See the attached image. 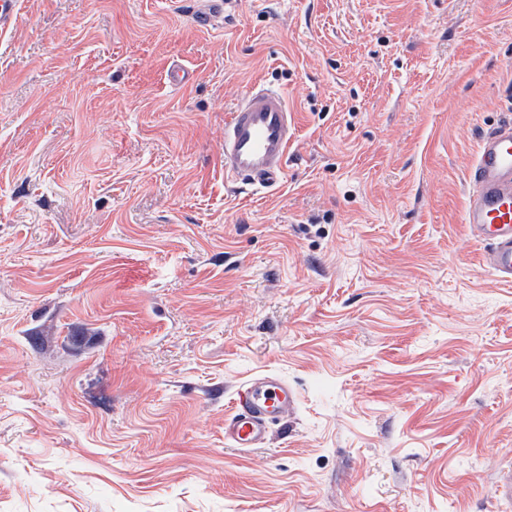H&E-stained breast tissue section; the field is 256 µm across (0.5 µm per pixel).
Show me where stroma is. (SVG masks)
<instances>
[{"label":"stroma","mask_w":512,"mask_h":512,"mask_svg":"<svg viewBox=\"0 0 512 512\" xmlns=\"http://www.w3.org/2000/svg\"><path fill=\"white\" fill-rule=\"evenodd\" d=\"M200 5L21 0L0 37V512H512V283L463 222L512 0ZM259 84L272 190L224 176ZM261 372L297 412L225 446ZM292 131L286 94L254 87L224 123V175L252 187L276 185L285 172Z\"/></svg>","instance_id":"1"}]
</instances>
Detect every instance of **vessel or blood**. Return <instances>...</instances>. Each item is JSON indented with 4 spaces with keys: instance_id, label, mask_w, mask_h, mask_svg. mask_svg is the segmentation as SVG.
Wrapping results in <instances>:
<instances>
[{
    "instance_id": "obj_1",
    "label": "vessel or blood",
    "mask_w": 512,
    "mask_h": 512,
    "mask_svg": "<svg viewBox=\"0 0 512 512\" xmlns=\"http://www.w3.org/2000/svg\"><path fill=\"white\" fill-rule=\"evenodd\" d=\"M20 0H0V35L11 32ZM293 116L285 93L254 87L224 123V174L243 185L267 188L285 172ZM471 192L463 213L470 234L481 242L485 266L512 283V119L501 121L478 142L469 172ZM298 399L288 381L258 374L237 386L224 439L237 448H263L270 425L293 416Z\"/></svg>"
}]
</instances>
